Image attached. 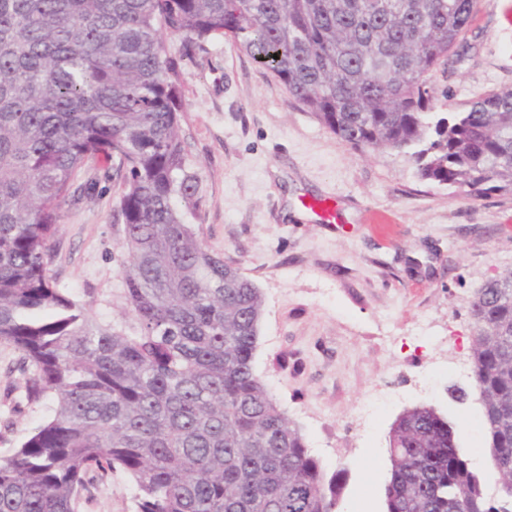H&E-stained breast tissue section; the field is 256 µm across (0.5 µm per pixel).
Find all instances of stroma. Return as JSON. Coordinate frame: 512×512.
<instances>
[{"label": "stroma", "instance_id": "1", "mask_svg": "<svg viewBox=\"0 0 512 512\" xmlns=\"http://www.w3.org/2000/svg\"><path fill=\"white\" fill-rule=\"evenodd\" d=\"M181 133L195 195L183 217L261 291L254 369L326 474L342 472L339 512H384L389 432L431 406L455 423L470 466L496 489L470 363V301L512 268V195L480 198L421 180L409 155L340 140L230 38L180 64ZM435 111L465 110L512 89V5L478 0L432 76ZM95 191L65 207L50 273L102 323L129 324L120 276L122 179L91 165ZM333 199L335 224L311 221L301 196ZM21 357L0 342V455L53 413L28 402ZM114 473L80 512H133Z\"/></svg>", "mask_w": 512, "mask_h": 512}]
</instances>
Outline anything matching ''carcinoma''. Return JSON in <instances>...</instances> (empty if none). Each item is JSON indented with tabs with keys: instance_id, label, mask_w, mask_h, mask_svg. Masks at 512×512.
I'll list each match as a JSON object with an SVG mask.
<instances>
[{
	"instance_id": "1",
	"label": "carcinoma",
	"mask_w": 512,
	"mask_h": 512,
	"mask_svg": "<svg viewBox=\"0 0 512 512\" xmlns=\"http://www.w3.org/2000/svg\"><path fill=\"white\" fill-rule=\"evenodd\" d=\"M477 0H0V342L53 415L0 458V512H78L120 471L135 512H339L300 430L256 375L263 301L183 221L190 203L178 63L232 39L354 148L396 150L420 179L512 193V89L435 117L434 68ZM90 161L123 174L121 276L132 331L95 319L50 275L63 207ZM473 375L494 468L512 462V270L471 303ZM448 417L390 429L385 512H512L485 497Z\"/></svg>"
}]
</instances>
